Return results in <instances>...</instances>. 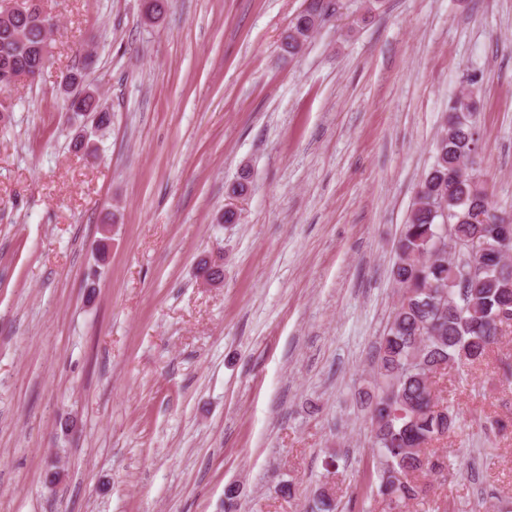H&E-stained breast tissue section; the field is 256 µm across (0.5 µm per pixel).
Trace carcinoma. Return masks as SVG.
Returning a JSON list of instances; mask_svg holds the SVG:
<instances>
[{
	"label": "carcinoma",
	"mask_w": 512,
	"mask_h": 512,
	"mask_svg": "<svg viewBox=\"0 0 512 512\" xmlns=\"http://www.w3.org/2000/svg\"><path fill=\"white\" fill-rule=\"evenodd\" d=\"M169 0H144L142 20L159 23ZM329 0H311L309 9L288 24L281 49L290 56L302 52L329 10ZM53 17L4 16L0 10V93L11 83L4 65L33 79L46 67L40 53ZM68 111L89 118L95 130L112 124V112L99 91L71 72ZM475 101L467 93L448 107V120L433 147L434 160L424 173L406 224L396 245L390 276L400 300L377 347L373 380L367 397L374 479L369 496L405 507L425 498V479L440 467L433 444L457 428V414L440 402L433 375L440 369L458 371L481 359L498 344L502 316L512 314V262L500 243V224L490 194L471 182L465 171L476 152L472 121ZM448 207L450 235L461 243L476 239L484 251L476 261L458 258L475 271L464 283L448 259L429 260L442 216L433 211L438 199Z\"/></svg>",
	"instance_id": "cac0c4a2"
}]
</instances>
